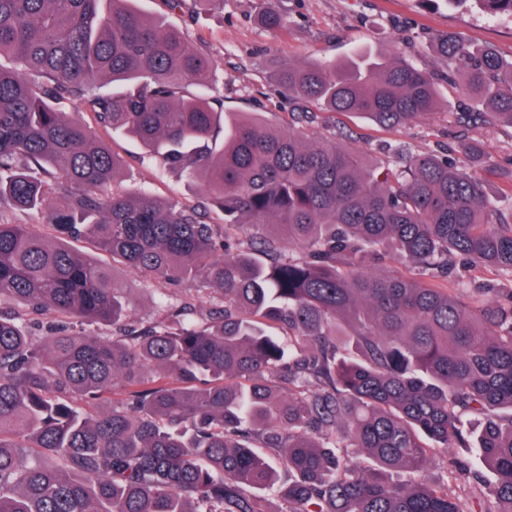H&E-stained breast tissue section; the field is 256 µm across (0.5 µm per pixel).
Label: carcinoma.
I'll use <instances>...</instances> for the list:
<instances>
[{"mask_svg":"<svg viewBox=\"0 0 512 512\" xmlns=\"http://www.w3.org/2000/svg\"><path fill=\"white\" fill-rule=\"evenodd\" d=\"M134 0H0V512H474L421 473L429 438L472 449L493 475L497 512H512V223L465 161L398 150L366 165L317 136L307 107L406 127L433 113L437 83L404 55L387 65L273 63L296 101L286 128L238 115L217 129L212 96L192 87L213 68L187 32ZM272 30L287 20L258 0ZM448 72L512 122V61L456 33L434 39ZM118 85L97 92L102 81ZM135 136L167 169L198 179L206 203H160L115 186L118 159L65 104ZM223 141H218L219 134ZM6 209L37 211L59 242ZM91 243L178 289L198 283L207 322H126ZM404 260L376 276L368 258ZM493 272L467 300L453 258ZM56 314L49 336L29 315ZM288 327L285 350L264 323ZM109 323L112 337L76 325ZM122 397L92 413L90 407ZM479 423L472 434L464 420ZM365 451L372 466L348 449Z\"/></svg>","mask_w":512,"mask_h":512,"instance_id":"cac0c4a2","label":"carcinoma"}]
</instances>
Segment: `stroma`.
I'll list each match as a JSON object with an SVG mask.
<instances>
[{
  "mask_svg": "<svg viewBox=\"0 0 512 512\" xmlns=\"http://www.w3.org/2000/svg\"><path fill=\"white\" fill-rule=\"evenodd\" d=\"M256 3L223 0L222 4L207 6L190 0L188 13L174 14L164 0H135L142 13L161 16L166 25L187 30L212 58L215 68L208 80L218 88L223 112L230 117L244 112L276 126H287L295 105L278 91L272 79L270 64L275 57L283 55L305 63L346 60L364 51L382 60L405 54L418 67L436 75L435 114L403 129L378 126L363 114L336 119L321 108L313 131L320 136L339 135L346 146L376 162L395 161L398 147L442 156L459 141H470L481 148L476 171L489 196L498 198L506 189L507 177L512 174V124L463 122L464 114L479 111L480 106L463 92L461 82L447 81L448 64L435 52L431 36L438 31L455 32L511 61L512 15H488L479 0H280L288 28L278 33L258 25ZM69 109L80 113L82 120L93 126L96 137L121 159V188L145 189L159 200L176 199L193 207L204 203L206 191L200 181L169 173L148 159L136 139L96 125L80 102L71 103ZM112 276L125 290L132 321L162 320L161 299L184 295L183 290L146 281L126 266H114ZM469 459L461 449L438 448L426 477L449 483L464 502L480 504L483 512H490L495 502L486 485L469 482L453 468L454 462Z\"/></svg>",
  "mask_w": 512,
  "mask_h": 512,
  "instance_id": "35a3bbf8",
  "label": "stroma"
}]
</instances>
